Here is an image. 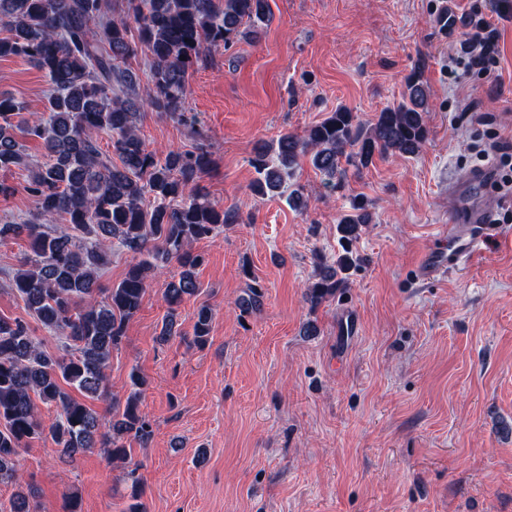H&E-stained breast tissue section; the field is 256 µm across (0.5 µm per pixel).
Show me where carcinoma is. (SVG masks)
I'll return each mask as SVG.
<instances>
[{"instance_id": "carcinoma-1", "label": "carcinoma", "mask_w": 512, "mask_h": 512, "mask_svg": "<svg viewBox=\"0 0 512 512\" xmlns=\"http://www.w3.org/2000/svg\"><path fill=\"white\" fill-rule=\"evenodd\" d=\"M120 17L109 15L107 0H0V58H21L42 71L52 93L45 110L15 122L24 109L8 93H0V171L30 166L16 133L42 141L47 160L30 170L28 191L36 213L25 224H1L0 239L26 236L30 253L13 274L11 290L48 332L60 337L49 353L20 320L0 318V484H17L18 449L50 437L70 463L76 455L104 448L112 461L126 464L125 439L149 445L153 426L142 409L147 384L138 371L129 374L132 391L125 401L112 399V415L102 416L74 398V389L92 399H109L106 369L111 353L124 337L126 323L141 309L148 274L174 261L179 272L165 289L168 312L159 340L179 335L175 311L184 297L198 292L196 270L205 260L192 244L217 236L224 225L241 221L213 203L200 179L211 165L205 143L194 151L147 148L136 122L151 108L184 125L195 124L185 112L190 71L211 51L255 40L268 27V0H124ZM138 37H133L132 30ZM151 54L148 96L139 97L141 75L130 64L137 43ZM426 58L418 55L404 78L402 101L363 122L344 106L305 130L284 133L255 148L251 190L258 197L286 196L289 206L304 211L308 201L286 179L302 157L336 189L341 159L367 168L388 154L415 156L429 135V100L423 80ZM110 135L112 153L102 151L98 134ZM119 163H112V157ZM64 231L49 227L56 217ZM370 223L361 200L337 219L342 254L337 267H323L307 287L306 300L316 307L348 286L357 268L352 244ZM118 244L133 262L124 278L106 289L100 271L108 250ZM260 284L248 285L238 304L260 306ZM212 311L201 307L192 344L208 342ZM55 408L49 425L38 404ZM135 503L128 512H145L138 502L137 468L126 473Z\"/></svg>"}]
</instances>
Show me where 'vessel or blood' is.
<instances>
[{"mask_svg":"<svg viewBox=\"0 0 512 512\" xmlns=\"http://www.w3.org/2000/svg\"><path fill=\"white\" fill-rule=\"evenodd\" d=\"M499 234V225L478 209L470 211L467 223L437 225L434 242L417 266L419 280L425 282L448 270L465 268L481 257Z\"/></svg>","mask_w":512,"mask_h":512,"instance_id":"obj_1","label":"vessel or blood"}]
</instances>
